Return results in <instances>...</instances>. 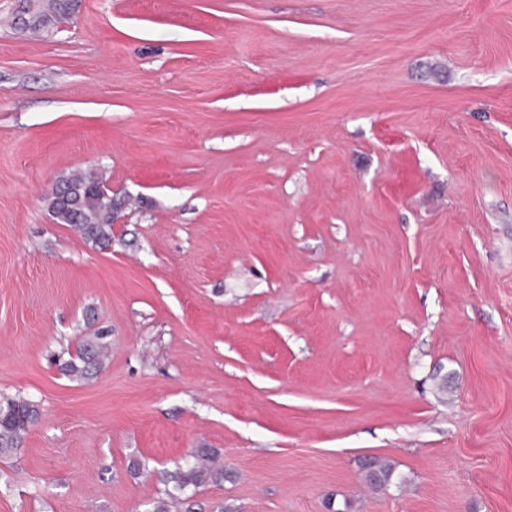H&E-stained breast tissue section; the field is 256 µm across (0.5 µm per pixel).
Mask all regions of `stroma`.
<instances>
[{
	"mask_svg": "<svg viewBox=\"0 0 512 512\" xmlns=\"http://www.w3.org/2000/svg\"><path fill=\"white\" fill-rule=\"evenodd\" d=\"M14 6L0 395L41 418L0 512H150L130 456L200 446L235 479L194 512H512V0H80L50 37ZM91 165L108 251L45 201ZM112 349V339L109 332L97 330L84 336H79L74 354L69 349L58 355L57 362L61 373L73 380H89L97 376L104 358ZM64 354L68 355L64 359ZM393 474L394 468L389 461L374 458L370 460L366 478L372 487L382 488L392 481Z\"/></svg>",
	"mask_w": 512,
	"mask_h": 512,
	"instance_id": "obj_1",
	"label": "stroma"
}]
</instances>
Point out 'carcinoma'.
<instances>
[{
  "label": "carcinoma",
  "mask_w": 512,
  "mask_h": 512,
  "mask_svg": "<svg viewBox=\"0 0 512 512\" xmlns=\"http://www.w3.org/2000/svg\"><path fill=\"white\" fill-rule=\"evenodd\" d=\"M79 0H18L16 16L23 11L33 12L42 26L35 32H51L78 9ZM63 180L69 184L71 195L62 200L57 196L46 199L53 218L60 224H68L82 240L100 251L112 248V224L110 206L98 198L87 186L83 171L73 172ZM112 349L109 332L97 330L77 339L74 352L68 358L58 356L61 373L73 380H89L97 376L104 358ZM40 417L39 404L21 396L0 397V457L18 452L23 439ZM219 453L214 448L195 449L190 460L176 462L172 468L156 471L149 462L133 457L127 465L128 472L135 478L154 476L163 485L158 498L152 504V512H193L191 500L200 489L212 484L233 480L234 473L218 463ZM394 468L384 459L370 460L366 472L367 482L382 488L393 478Z\"/></svg>",
  "instance_id": "carcinoma-1"
}]
</instances>
